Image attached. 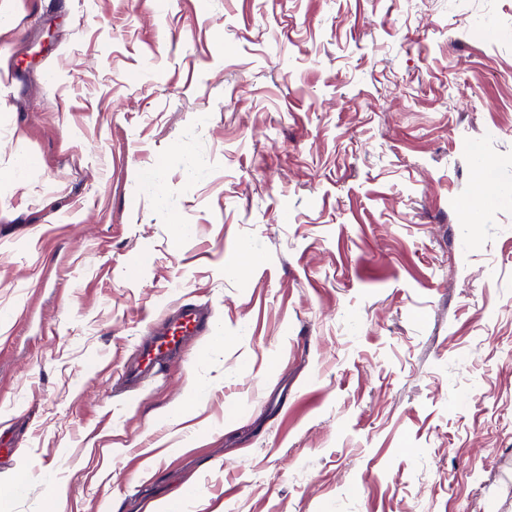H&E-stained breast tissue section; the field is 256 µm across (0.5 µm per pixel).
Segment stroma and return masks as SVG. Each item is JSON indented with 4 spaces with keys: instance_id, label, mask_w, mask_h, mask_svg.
<instances>
[{
    "instance_id": "1",
    "label": "stroma",
    "mask_w": 512,
    "mask_h": 512,
    "mask_svg": "<svg viewBox=\"0 0 512 512\" xmlns=\"http://www.w3.org/2000/svg\"><path fill=\"white\" fill-rule=\"evenodd\" d=\"M1 12L0 512H512V0ZM205 330L206 319L200 309L191 304L177 306L164 328L140 346L139 357L123 368L119 378L133 384L147 374L157 373L188 339L201 336Z\"/></svg>"
}]
</instances>
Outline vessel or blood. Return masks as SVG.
<instances>
[{
    "mask_svg": "<svg viewBox=\"0 0 512 512\" xmlns=\"http://www.w3.org/2000/svg\"><path fill=\"white\" fill-rule=\"evenodd\" d=\"M206 330L203 312L191 304L174 308L166 325L140 347L138 358L120 372L123 382L135 383L143 376L158 372L190 338Z\"/></svg>",
    "mask_w": 512,
    "mask_h": 512,
    "instance_id": "obj_1",
    "label": "vessel or blood"
}]
</instances>
